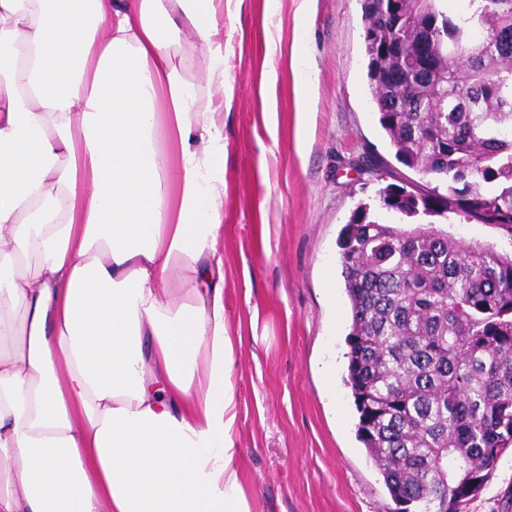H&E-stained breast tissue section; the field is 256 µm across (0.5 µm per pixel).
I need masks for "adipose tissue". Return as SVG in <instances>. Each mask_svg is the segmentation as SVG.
<instances>
[{
    "label": "adipose tissue",
    "mask_w": 512,
    "mask_h": 512,
    "mask_svg": "<svg viewBox=\"0 0 512 512\" xmlns=\"http://www.w3.org/2000/svg\"><path fill=\"white\" fill-rule=\"evenodd\" d=\"M184 29L226 85L224 0H0V512H252Z\"/></svg>",
    "instance_id": "1"
}]
</instances>
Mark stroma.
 Instances as JSON below:
<instances>
[{
  "mask_svg": "<svg viewBox=\"0 0 512 512\" xmlns=\"http://www.w3.org/2000/svg\"><path fill=\"white\" fill-rule=\"evenodd\" d=\"M242 0L224 17V306L235 341L238 443L256 512H385L344 383L351 324L339 236L359 203L427 179L400 163L371 105L362 0ZM312 95L300 105L298 49ZM418 216V223L429 221ZM434 225L512 255V233ZM467 512H512V451Z\"/></svg>",
  "mask_w": 512,
  "mask_h": 512,
  "instance_id": "1",
  "label": "stroma"
}]
</instances>
